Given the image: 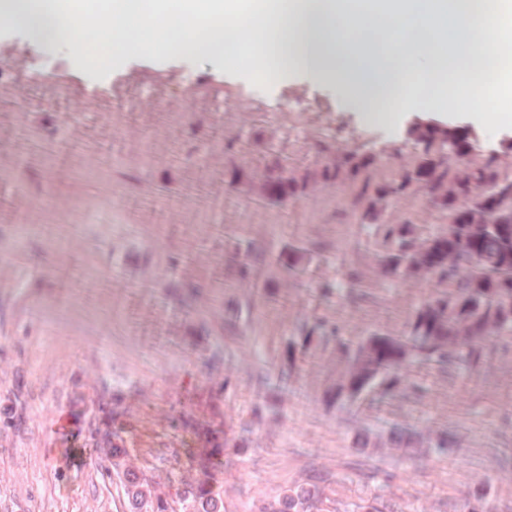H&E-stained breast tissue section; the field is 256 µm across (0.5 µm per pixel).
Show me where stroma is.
<instances>
[{
  "mask_svg": "<svg viewBox=\"0 0 512 512\" xmlns=\"http://www.w3.org/2000/svg\"><path fill=\"white\" fill-rule=\"evenodd\" d=\"M87 65L0 30V512H122L99 453L112 442L160 476L210 471L224 512L315 474L333 499L398 512H448L480 481L488 512H512V338L475 367L410 363L395 398L324 395L342 344L403 334L437 288L383 278L358 184L319 175L354 153L396 180L409 128L438 114L373 123L305 73L176 49ZM443 122L512 174V126L475 109ZM276 164L309 178L299 200L265 198ZM385 220L427 234L448 216L414 189ZM315 324L336 337L287 358ZM358 420L453 448L362 455Z\"/></svg>",
  "mask_w": 512,
  "mask_h": 512,
  "instance_id": "stroma-1",
  "label": "stroma"
}]
</instances>
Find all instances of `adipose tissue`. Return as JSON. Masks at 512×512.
Returning a JSON list of instances; mask_svg holds the SVG:
<instances>
[{"mask_svg":"<svg viewBox=\"0 0 512 512\" xmlns=\"http://www.w3.org/2000/svg\"><path fill=\"white\" fill-rule=\"evenodd\" d=\"M0 0V27L73 42L89 60L173 47L248 66L300 70L364 106L469 111L512 100V0Z\"/></svg>","mask_w":512,"mask_h":512,"instance_id":"adipose-tissue-1","label":"adipose tissue"}]
</instances>
